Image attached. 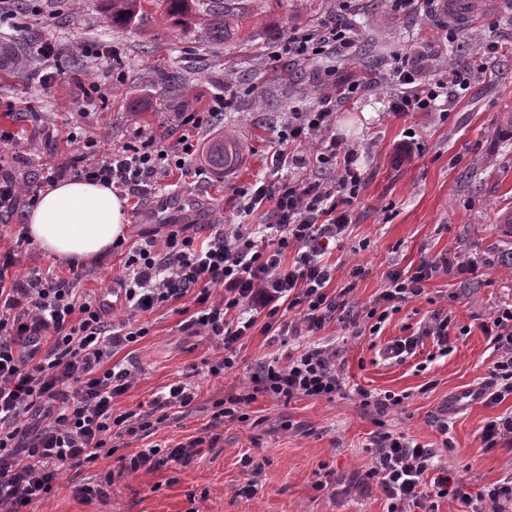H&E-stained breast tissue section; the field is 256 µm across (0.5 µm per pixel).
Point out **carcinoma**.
Here are the masks:
<instances>
[{"instance_id": "1", "label": "carcinoma", "mask_w": 512, "mask_h": 512, "mask_svg": "<svg viewBox=\"0 0 512 512\" xmlns=\"http://www.w3.org/2000/svg\"><path fill=\"white\" fill-rule=\"evenodd\" d=\"M205 12L207 20L199 32V37L213 46H220L237 37L242 8L236 0H162L166 19L178 26L191 9L192 2ZM108 17L112 25L120 28L133 24L138 16L145 13L144 0H107ZM161 81L174 107L182 110L196 105L195 91L185 73L173 70L165 74ZM236 143L235 134L225 133L212 143L208 151L209 162L214 166H224L232 156Z\"/></svg>"}]
</instances>
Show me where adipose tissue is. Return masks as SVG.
Returning <instances> with one entry per match:
<instances>
[{
    "instance_id": "adipose-tissue-1",
    "label": "adipose tissue",
    "mask_w": 512,
    "mask_h": 512,
    "mask_svg": "<svg viewBox=\"0 0 512 512\" xmlns=\"http://www.w3.org/2000/svg\"><path fill=\"white\" fill-rule=\"evenodd\" d=\"M127 208V198L112 187L72 178L42 194L27 215V233L48 256L94 264L126 236Z\"/></svg>"
}]
</instances>
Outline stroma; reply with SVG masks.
Masks as SVG:
<instances>
[{"label":"stroma","mask_w":512,"mask_h":512,"mask_svg":"<svg viewBox=\"0 0 512 512\" xmlns=\"http://www.w3.org/2000/svg\"><path fill=\"white\" fill-rule=\"evenodd\" d=\"M78 14L62 10L38 13L31 0H19L12 18L0 22V44L15 49L19 30H27L25 51L39 66L38 49L48 40L66 46L49 84L0 70V129L28 127L33 113L47 115L56 133L51 143L23 142L10 164L20 170L56 165L77 157L99 159L139 137L170 129L167 94L157 71L179 69L191 78L199 96L198 111H208L215 95L228 106L219 129L235 130L238 145L223 176L212 170L194 178L171 173L147 198L129 196V234L122 248L105 262L80 267L78 286L98 296L110 293L123 271L129 248L164 224H267L270 211L245 212L242 187L266 171L265 160L276 148L289 112L317 103L324 93L321 72L334 66L345 72H367L360 58L339 55L305 64H284L279 53L288 34L328 23L334 0H242L260 25L245 23L238 38L215 49L199 39L202 12L188 28L167 22L161 12L113 26L106 0H79ZM356 45H368L375 56L374 84L363 96L342 102L330 133L337 141L357 145L364 184L354 201L352 223L341 249L334 289L350 287V302L369 309L386 273L415 269L436 255L472 261L477 270L432 278L423 296L403 305L378 335L362 322V336L346 338L340 324L316 336L337 342L349 389L335 398H295L283 403L265 394L246 405V420L225 422L217 446L202 445L187 467L171 463L155 469L124 471L123 460L154 444L174 447L205 435L213 405L231 395L252 392L256 364L278 351V344L252 331L237 345L232 368L211 375L209 362L221 353L203 336L181 327L184 302H170L143 317L148 333L115 350L113 362L134 366L136 381L114 402L115 413L146 410L153 395L179 378L197 388L193 403L171 417L149 437L129 443L113 439L111 456L95 463L62 468L46 498L30 512H387L388 501L366 471L373 458L367 442L378 427L405 433L433 447L449 442L443 459L454 479L476 491L502 482L512 473V450L485 448L480 439L491 419L512 411V395L502 403L456 406L461 390L484 383L497 357L492 344L475 326L476 318L512 304V268L498 265L512 250V234L496 221L512 211V131L500 117L512 111V51L486 62L482 46L498 39L512 44V11L502 0H485L483 13L457 26L454 41L442 46L439 62L426 65L423 78L437 79L445 70L469 67L476 79L468 93L446 110L399 117L388 109L398 87L389 72L398 58L423 52L427 31L447 24L442 0L433 7L393 13L389 0H352L347 13ZM287 70V82L275 73ZM139 113H132V105ZM76 141H68L66 131ZM415 140L411 160L397 161L400 141ZM26 222L18 212L0 225V242L15 248L18 274L32 265L68 274L66 263L46 256L37 245L17 241ZM364 277L350 284L352 266ZM446 309L455 324L470 327L448 338V356H436L433 337L418 330L433 310ZM417 336L415 354L405 361L386 360L380 352L397 340ZM372 393L407 392L403 408L376 417L360 404L354 386ZM253 393V392H252ZM447 434H440V424ZM262 465L248 477L244 458ZM111 478L107 494L89 487ZM256 491H249V483Z\"/></svg>","instance_id":"1"}]
</instances>
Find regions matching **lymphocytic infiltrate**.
Wrapping results in <instances>:
<instances>
[{"instance_id": "1", "label": "lymphocytic infiltrate", "mask_w": 512, "mask_h": 512, "mask_svg": "<svg viewBox=\"0 0 512 512\" xmlns=\"http://www.w3.org/2000/svg\"><path fill=\"white\" fill-rule=\"evenodd\" d=\"M347 42L345 27L336 22L291 32L286 48L293 58L306 61L328 46ZM392 72L401 92L391 108L399 116L434 111L439 97H457L471 85L453 69L442 79L418 81L407 59ZM368 84L363 75L327 71V91L319 105L294 113L281 130L282 147L266 161L270 176L254 180L242 191L248 210L270 207L273 223L205 224L197 232L185 224L162 236L145 237L128 256L126 272L118 281L126 310L119 329L107 325L105 304L79 293L69 278L37 266L26 275H14L11 252L0 254V512H25L32 501L51 493L62 467L111 456L113 436L140 439L163 423L164 412L191 405L195 392L189 382L180 380L155 396L148 411L135 417L113 415L114 399L132 387L136 376L113 363L112 353L146 335V328L135 324L138 316L189 299L194 311L184 322L186 329L206 336L224 353L210 367L217 374L233 366L237 342L253 330L279 341L313 336L337 322L356 336L361 319L367 318L376 332L390 314L422 296L433 277L451 269L461 275L473 273V262H452L443 255L423 259L411 272L391 269L363 316L344 294L329 293L335 269L325 256L345 238L349 208L362 180L358 149L342 146L328 131L335 119L334 104L353 98ZM223 112L224 100L219 97L209 111L189 107L173 113L172 126L180 131L176 139L150 136L114 149L93 164L68 162L22 177L0 166V217L13 216L20 205L37 204L45 187L69 174L115 182L139 196L150 194L171 168L188 177L198 174L201 144L191 141L189 133L213 127ZM316 140L325 143L317 161L339 164V178H285L283 169H302L308 163L306 156L288 153V146ZM479 328L498 353L481 390L483 402L493 406L512 395V307L488 314ZM338 355L335 345H312L286 353L284 360L259 363L252 377L254 390L287 402L333 398L348 384L336 366ZM242 403L235 397L215 411L207 438L173 448L141 449L130 458L128 471L164 462L188 465L193 448L217 444V427L241 418ZM369 442L374 463L366 476L384 492L387 512L421 506L432 496L455 497L471 512H503V503L512 502V477L472 494L447 467L436 464L437 449L388 430L374 432Z\"/></svg>"}]
</instances>
